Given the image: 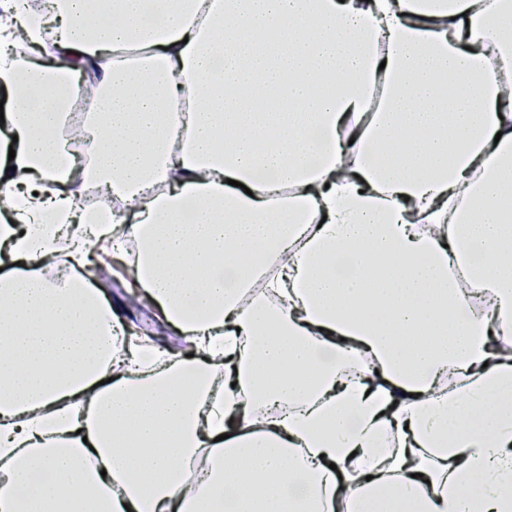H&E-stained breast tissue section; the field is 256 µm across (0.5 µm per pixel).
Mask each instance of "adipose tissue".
I'll return each mask as SVG.
<instances>
[{"instance_id": "1", "label": "adipose tissue", "mask_w": 512, "mask_h": 512, "mask_svg": "<svg viewBox=\"0 0 512 512\" xmlns=\"http://www.w3.org/2000/svg\"><path fill=\"white\" fill-rule=\"evenodd\" d=\"M25 8L0 16V512H512V0ZM130 240L193 356L85 276ZM86 106L87 104L84 98L81 96L74 97L70 103V124L57 131V136L67 146L69 158L80 164H85L88 161V156L86 154L84 144L81 141L70 137V128L71 125L81 119Z\"/></svg>"}]
</instances>
